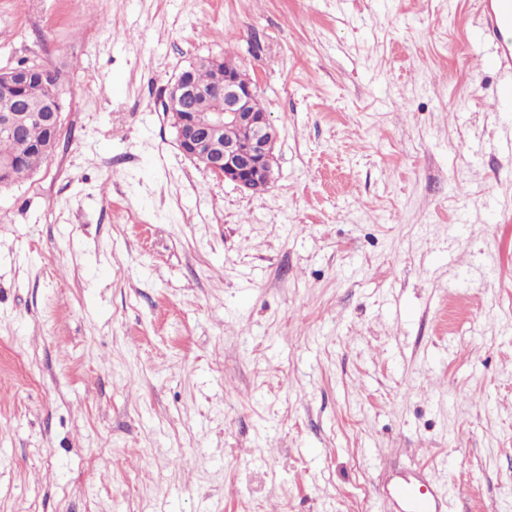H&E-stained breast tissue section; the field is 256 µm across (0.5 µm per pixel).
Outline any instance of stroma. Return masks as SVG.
<instances>
[{"label":"stroma","mask_w":512,"mask_h":512,"mask_svg":"<svg viewBox=\"0 0 512 512\" xmlns=\"http://www.w3.org/2000/svg\"><path fill=\"white\" fill-rule=\"evenodd\" d=\"M482 0H0L61 71L0 190V512H512V74ZM231 51L280 130L251 195L165 88ZM25 115L28 118L27 113L14 114L7 111L1 119L3 132L0 131V160L11 159L12 163L7 171L0 170V189L31 175L48 159L46 155L55 150L57 138L52 135L50 125L41 120H33L25 129ZM24 129V140L12 137H21ZM386 512H446L445 493L422 472H403L379 492Z\"/></svg>","instance_id":"1"}]
</instances>
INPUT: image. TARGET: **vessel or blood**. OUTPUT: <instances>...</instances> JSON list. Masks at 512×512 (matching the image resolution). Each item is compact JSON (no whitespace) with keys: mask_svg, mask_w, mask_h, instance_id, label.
<instances>
[{"mask_svg":"<svg viewBox=\"0 0 512 512\" xmlns=\"http://www.w3.org/2000/svg\"><path fill=\"white\" fill-rule=\"evenodd\" d=\"M485 31L500 37L503 28H512V0H483ZM379 495L386 512H445V493L421 472H404L383 486Z\"/></svg>","mask_w":512,"mask_h":512,"instance_id":"b4317fda","label":"vessel or blood"}]
</instances>
